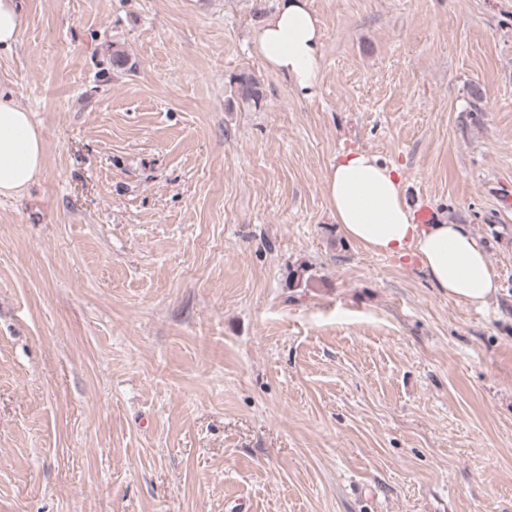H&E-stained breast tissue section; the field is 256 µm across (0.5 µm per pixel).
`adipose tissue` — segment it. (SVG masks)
<instances>
[{
    "instance_id": "ef3b65f1",
    "label": "adipose tissue",
    "mask_w": 512,
    "mask_h": 512,
    "mask_svg": "<svg viewBox=\"0 0 512 512\" xmlns=\"http://www.w3.org/2000/svg\"><path fill=\"white\" fill-rule=\"evenodd\" d=\"M323 29L307 0H280L254 35L264 65L304 95L315 92ZM43 140L31 113L0 96V196L19 194L43 170ZM342 233L374 253L418 259L425 278L458 303L482 307L498 292L484 246L463 224H414L394 165L362 150L337 154L325 175Z\"/></svg>"
}]
</instances>
